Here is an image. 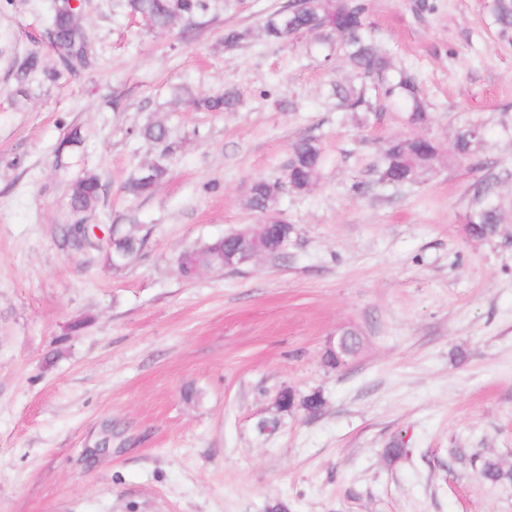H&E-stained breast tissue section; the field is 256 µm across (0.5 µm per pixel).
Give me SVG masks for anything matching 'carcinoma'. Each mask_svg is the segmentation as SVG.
<instances>
[{
  "label": "carcinoma",
  "mask_w": 512,
  "mask_h": 512,
  "mask_svg": "<svg viewBox=\"0 0 512 512\" xmlns=\"http://www.w3.org/2000/svg\"><path fill=\"white\" fill-rule=\"evenodd\" d=\"M125 6L130 15L146 20L153 27L166 28L178 18L191 19L205 13L209 0H125ZM51 10L49 31L54 35L51 47L55 65L45 69L39 56L33 53L17 70L20 82L38 72L54 79L63 71L76 73L91 64L87 31L76 24L68 0H54ZM368 10L367 0H301L296 10L273 13L266 20L263 32L271 41L309 36L326 49L324 59L334 54L346 58L361 79V85L336 84V108L347 112H371L376 107L370 97L373 91L380 101L402 112L407 124L424 125L429 121V113L416 81L411 73L394 70L392 59L378 49L375 31L367 21ZM493 17L499 40L512 44V0H494ZM235 102L234 95L224 93L196 100L194 104L210 112H222L232 108ZM139 134L161 147V151L158 159L148 164L145 170L138 171L126 184V191L135 196L151 192L168 173V167L163 163L169 155L167 128L160 123L148 125L139 130ZM485 135L482 123L470 122L457 134L454 149L458 154L470 157L484 145ZM438 153L436 143L426 137L395 138L388 143L376 169L378 181L392 186L413 183L419 174L433 167ZM322 163L321 148L315 140L295 142L289 150L286 178L253 182L247 205L261 213H273L284 192L299 194L311 189L319 178ZM99 197L98 178L87 176L73 189L72 208L77 212L89 211L96 206ZM506 205L496 184L487 182L478 187L466 215L469 235L481 239L495 237ZM289 233L288 224L271 218L265 252L278 254L284 236ZM238 245L239 239L231 233L188 249L178 258L180 274L192 278L203 268L221 267L224 251ZM141 246L142 241L133 235L114 238L109 260L114 265H121L137 254ZM480 474L491 482L509 477V473L492 458L481 462Z\"/></svg>",
  "instance_id": "carcinoma-1"
}]
</instances>
